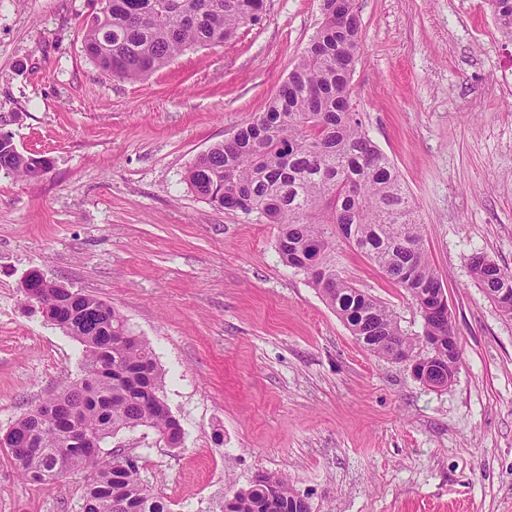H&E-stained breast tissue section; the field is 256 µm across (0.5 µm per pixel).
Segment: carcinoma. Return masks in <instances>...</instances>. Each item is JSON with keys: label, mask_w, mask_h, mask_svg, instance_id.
I'll return each instance as SVG.
<instances>
[{"label": "carcinoma", "mask_w": 512, "mask_h": 512, "mask_svg": "<svg viewBox=\"0 0 512 512\" xmlns=\"http://www.w3.org/2000/svg\"><path fill=\"white\" fill-rule=\"evenodd\" d=\"M327 16L263 112L236 136L197 156L189 189L209 204L279 228L281 260L302 272L367 351L412 355L430 336L454 372L461 352L448 342L452 320L427 295L444 287L425 247V229L389 158L370 139L352 103L351 74L362 50L355 0H323ZM498 29L512 41V0H491ZM263 0H95V21L83 25V50L106 74L143 80L184 52L222 46L260 19ZM37 177L28 158L0 144V173ZM369 259L419 308L422 335L405 333L393 313L346 278L338 244ZM474 283L512 319V271L482 253L469 260ZM50 324L82 346L81 377L25 412L12 426L7 454L26 482L49 485L66 475L85 481L82 512H170L137 458L102 445L145 428L170 444L179 420L164 398L165 377L150 344L107 303L69 289H51ZM127 339H119V331ZM81 427L92 448L69 444ZM232 512H311L288 481L259 473L233 494Z\"/></svg>", "instance_id": "cac0c4a2"}]
</instances>
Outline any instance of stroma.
Listing matches in <instances>:
<instances>
[{"instance_id":"obj_1","label":"stroma","mask_w":512,"mask_h":512,"mask_svg":"<svg viewBox=\"0 0 512 512\" xmlns=\"http://www.w3.org/2000/svg\"><path fill=\"white\" fill-rule=\"evenodd\" d=\"M353 105L398 169L442 276L461 364L433 389L366 351L276 248L278 229L193 195L201 153L262 112L322 21L266 0L221 47L143 80L82 48L91 0H0V131L51 161L0 174V434L80 373L81 344L24 298L33 271L110 303L153 346L181 447L119 434L171 512H221L256 473L311 512H512V320L476 286L512 269V68L490 0H357ZM345 276L422 332L411 297L341 246ZM84 482L22 481L0 448V512H82ZM469 272L474 283L498 308L501 315L511 320L512 302L499 304L496 301L501 294L512 295V271L500 267L482 253H475L469 260Z\"/></svg>"}]
</instances>
